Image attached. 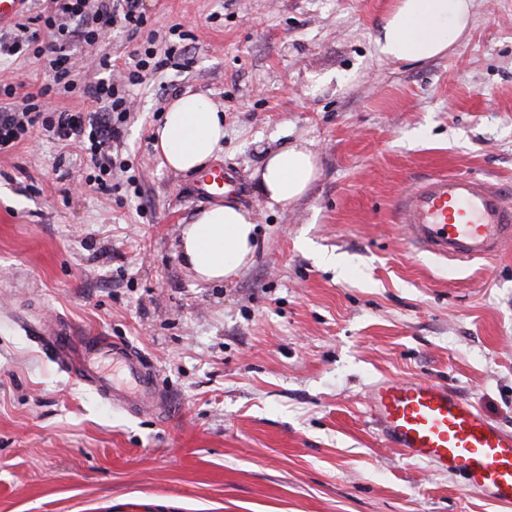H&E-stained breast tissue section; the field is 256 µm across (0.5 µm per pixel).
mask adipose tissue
<instances>
[{"mask_svg":"<svg viewBox=\"0 0 512 512\" xmlns=\"http://www.w3.org/2000/svg\"><path fill=\"white\" fill-rule=\"evenodd\" d=\"M472 7L473 0H396L375 34V50L383 58L415 62L448 54L467 33ZM154 137L166 166L188 173L222 149L224 115L206 96L188 92L169 103ZM317 176L314 153L296 146L269 155L255 172L260 191L274 203L302 198ZM255 232L247 209L215 205L184 227L181 253L199 280L219 282L252 262Z\"/></svg>","mask_w":512,"mask_h":512,"instance_id":"ef3b65f1","label":"adipose tissue"}]
</instances>
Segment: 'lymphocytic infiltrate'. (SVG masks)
<instances>
[{"label": "lymphocytic infiltrate", "mask_w": 512, "mask_h": 512, "mask_svg": "<svg viewBox=\"0 0 512 512\" xmlns=\"http://www.w3.org/2000/svg\"><path fill=\"white\" fill-rule=\"evenodd\" d=\"M37 20L41 29L32 32L28 39L0 40L1 55L18 54L28 46L33 55L47 56L49 77L37 91L22 96L14 85H0V96L10 101L9 106L0 107V154L9 152L38 130L62 142L87 145L97 171L95 180L99 190L111 192L113 186L109 177L113 158L110 149L122 137L131 113V100L125 91L105 78L112 66L110 57L96 58L95 70L99 77L82 88L88 97L106 100L104 111L90 116L67 111L48 114L41 102L73 89L72 66L67 53L72 41L88 43L96 34L108 33L115 27L125 29L133 37L141 33L147 23L141 0H49Z\"/></svg>", "instance_id": "f902f5d3"}]
</instances>
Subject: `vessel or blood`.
<instances>
[{
	"label": "vessel or blood",
	"instance_id": "vessel-or-blood-1",
	"mask_svg": "<svg viewBox=\"0 0 512 512\" xmlns=\"http://www.w3.org/2000/svg\"><path fill=\"white\" fill-rule=\"evenodd\" d=\"M223 166L199 173L194 193L224 196ZM399 217L412 246L453 261L497 255L512 247V204L467 176L432 174L400 200ZM47 344L83 383L126 408L168 415L172 402L155 373L130 346L98 336H72L66 325ZM372 419L388 444L409 460L460 476L467 489L512 506V433L491 424L471 403L435 382L386 380L370 401Z\"/></svg>",
	"mask_w": 512,
	"mask_h": 512
}]
</instances>
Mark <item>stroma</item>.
I'll return each instance as SVG.
<instances>
[{
  "mask_svg": "<svg viewBox=\"0 0 512 512\" xmlns=\"http://www.w3.org/2000/svg\"><path fill=\"white\" fill-rule=\"evenodd\" d=\"M395 0H143L164 51L188 65L132 87L118 148L136 182L105 197L79 145L38 133L0 154V512H512L389 448L369 412L380 381L448 385L512 432V250L463 265L412 247L395 213L431 174L465 175L512 201V0H474L466 40L423 62L377 58ZM123 29L75 43L76 91L55 107L101 111L80 86ZM34 92L33 55L0 81ZM224 114L214 158L229 201L258 225L253 263L200 282L178 250L207 204L162 164L169 102ZM313 151L302 198L269 205V153ZM66 322L133 346L172 397L168 419L131 413L34 337Z\"/></svg>",
  "mask_w": 512,
  "mask_h": 512,
  "instance_id": "obj_1",
  "label": "stroma"
}]
</instances>
